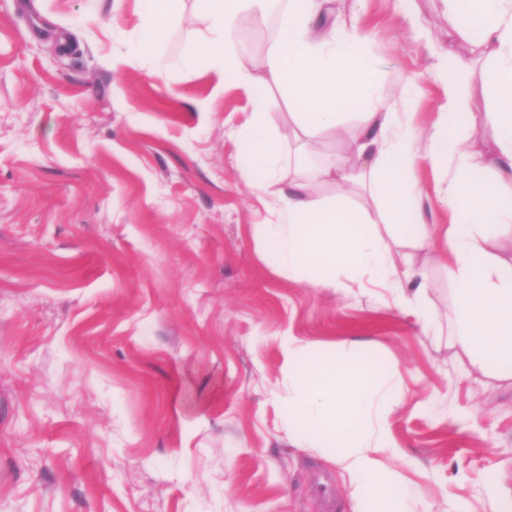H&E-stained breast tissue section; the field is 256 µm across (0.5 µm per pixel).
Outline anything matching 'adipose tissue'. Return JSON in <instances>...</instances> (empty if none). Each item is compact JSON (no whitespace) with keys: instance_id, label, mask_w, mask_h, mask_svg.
<instances>
[{"instance_id":"adipose-tissue-1","label":"adipose tissue","mask_w":512,"mask_h":512,"mask_svg":"<svg viewBox=\"0 0 512 512\" xmlns=\"http://www.w3.org/2000/svg\"><path fill=\"white\" fill-rule=\"evenodd\" d=\"M173 0H139V36L129 53L152 55L164 38ZM209 23L199 59L244 86L253 112L236 132L239 168L262 189L281 176L286 137L267 121L269 88L295 106V133L313 138L340 131L344 111L357 109L354 156L336 157L338 180L368 189L374 207L355 205L341 194L325 200L306 184L290 183L263 227L266 264L341 288L337 272L354 282H378L429 328L434 316L426 284L405 291L410 273L398 269L390 245L408 237L432 243L427 209L415 189L413 171L419 132L411 115L388 106L389 91L378 81L356 29L326 24L331 0H196ZM453 35L466 39L484 58L482 80L492 97L488 111L473 113L462 92L459 61L447 56L442 71L447 100L428 137L427 158L445 171V200L453 213L444 230L448 279L454 286L455 345L482 372L512 380V260L491 250L490 238L512 226V0H445ZM278 14V36L256 78L244 62L237 31L242 14L265 21ZM491 130L495 178H476L478 166L467 144ZM288 392L278 403L288 437H311L316 447L349 475L361 512H408L409 495L386 468L381 453L395 450L387 418L397 398L389 374L373 367L362 350L328 352L289 340L285 347Z\"/></svg>"}]
</instances>
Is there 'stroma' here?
Returning <instances> with one entry per match:
<instances>
[{"instance_id":"obj_1","label":"stroma","mask_w":512,"mask_h":512,"mask_svg":"<svg viewBox=\"0 0 512 512\" xmlns=\"http://www.w3.org/2000/svg\"><path fill=\"white\" fill-rule=\"evenodd\" d=\"M138 0H0V512H357L320 449L289 441L275 394L288 339L370 345L401 398L387 458L412 512H502L512 497V383L458 357L454 290L436 249L420 268L437 329L389 291L336 290L262 258L282 182L254 189L233 134L244 89L188 57L208 33L194 0L152 56L130 58ZM394 109L432 127L446 101L435 63L455 49L470 109L490 99L471 46L448 43L444 0H334ZM275 22L242 16L255 75ZM167 67V78L155 74ZM347 132L306 142L310 164ZM414 180L433 229L449 223L426 158Z\"/></svg>"}]
</instances>
